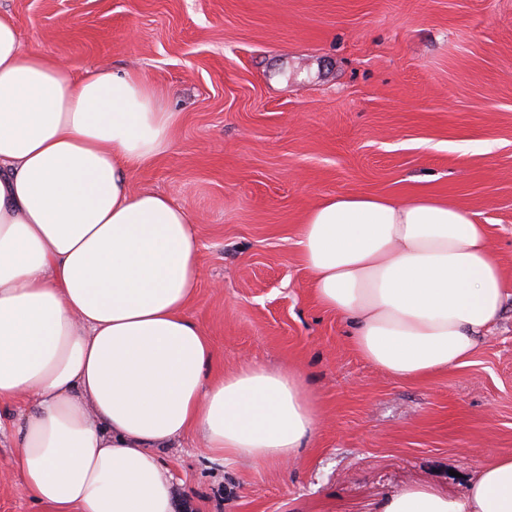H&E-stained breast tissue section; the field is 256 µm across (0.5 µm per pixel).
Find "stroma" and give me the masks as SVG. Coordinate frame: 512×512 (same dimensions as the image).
<instances>
[{
	"instance_id": "stroma-1",
	"label": "stroma",
	"mask_w": 512,
	"mask_h": 512,
	"mask_svg": "<svg viewBox=\"0 0 512 512\" xmlns=\"http://www.w3.org/2000/svg\"><path fill=\"white\" fill-rule=\"evenodd\" d=\"M23 48L138 69L180 122L130 180L197 219L189 314L218 355L302 372L323 422L284 467L161 453L175 512H378L410 483L464 496L512 451V296L473 363L416 380L352 347L308 288L297 226L337 193L455 202L512 284V0H0ZM0 438V512H43Z\"/></svg>"
}]
</instances>
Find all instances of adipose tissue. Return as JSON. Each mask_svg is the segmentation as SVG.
Returning a JSON list of instances; mask_svg holds the SVG:
<instances>
[{"mask_svg": "<svg viewBox=\"0 0 512 512\" xmlns=\"http://www.w3.org/2000/svg\"><path fill=\"white\" fill-rule=\"evenodd\" d=\"M165 100L142 71L78 75L22 48L0 10V405L21 407L14 466L46 512H174L159 453L187 434L284 466L321 425L297 372H210L196 220L129 185L171 146ZM298 244L319 306L399 379L469 366L512 294L487 226L432 196L323 197ZM381 512H512V453L479 462L465 497L410 484Z\"/></svg>", "mask_w": 512, "mask_h": 512, "instance_id": "adipose-tissue-1", "label": "adipose tissue"}]
</instances>
